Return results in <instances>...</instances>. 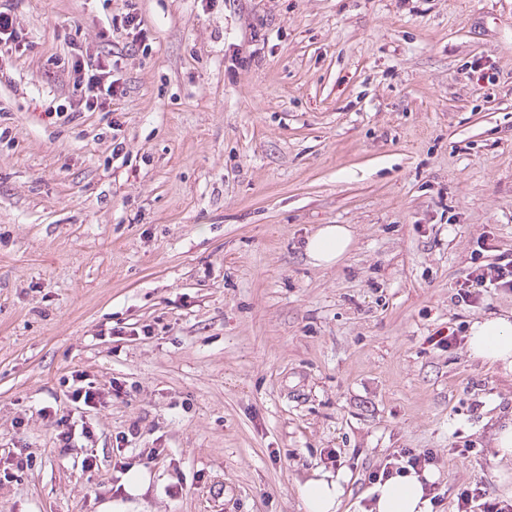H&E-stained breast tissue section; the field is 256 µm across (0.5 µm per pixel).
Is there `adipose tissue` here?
I'll list each match as a JSON object with an SVG mask.
<instances>
[{
  "mask_svg": "<svg viewBox=\"0 0 512 512\" xmlns=\"http://www.w3.org/2000/svg\"><path fill=\"white\" fill-rule=\"evenodd\" d=\"M352 243L350 228L344 224L319 227L306 241V254L316 266L338 263ZM467 350L473 357L512 371V318L497 316L475 321L469 332ZM433 469L422 474L396 475L376 483L368 492V512H429L425 486L435 481ZM343 474H315L300 488L304 512H337L345 494Z\"/></svg>",
  "mask_w": 512,
  "mask_h": 512,
  "instance_id": "ef3b65f1",
  "label": "adipose tissue"
}]
</instances>
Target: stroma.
<instances>
[{
    "instance_id": "stroma-1",
    "label": "stroma",
    "mask_w": 512,
    "mask_h": 512,
    "mask_svg": "<svg viewBox=\"0 0 512 512\" xmlns=\"http://www.w3.org/2000/svg\"><path fill=\"white\" fill-rule=\"evenodd\" d=\"M131 1L146 53L112 25ZM15 24L0 512H304L317 471L364 512L404 448L437 458L431 512L512 501V373L467 351L512 290L454 297L512 255V0H18ZM80 49L125 92L54 117ZM325 224L352 232L329 268ZM76 374L122 390L66 448ZM352 233L345 224H325L306 241V254L315 266H332L348 252ZM487 495L488 494H486V491L476 494L469 492L468 489L462 490L458 497V512H476L474 508H477L478 512L512 511L511 502L508 503V501L504 500L499 501L496 498L490 499V497H487Z\"/></svg>"
}]
</instances>
